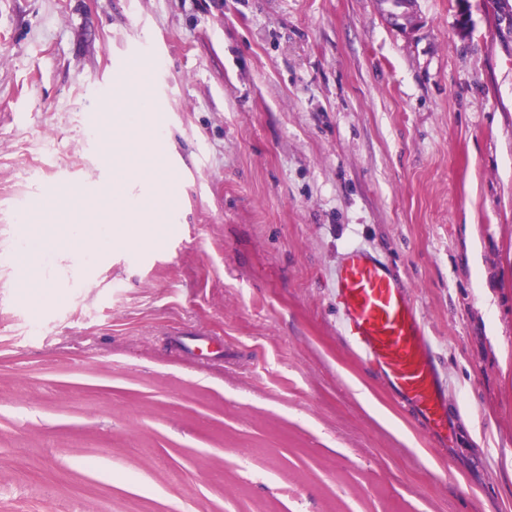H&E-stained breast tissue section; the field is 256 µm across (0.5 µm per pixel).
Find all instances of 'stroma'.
Returning a JSON list of instances; mask_svg holds the SVG:
<instances>
[{"mask_svg":"<svg viewBox=\"0 0 512 512\" xmlns=\"http://www.w3.org/2000/svg\"><path fill=\"white\" fill-rule=\"evenodd\" d=\"M458 2L0 0V512H512V53ZM149 44L165 210L42 245L43 189L111 182L104 95ZM351 246L408 286L447 438L338 335Z\"/></svg>","mask_w":512,"mask_h":512,"instance_id":"35a3bbf8","label":"stroma"}]
</instances>
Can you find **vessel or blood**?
Returning a JSON list of instances; mask_svg holds the SVG:
<instances>
[{"instance_id":"vessel-or-blood-1","label":"vessel or blood","mask_w":512,"mask_h":512,"mask_svg":"<svg viewBox=\"0 0 512 512\" xmlns=\"http://www.w3.org/2000/svg\"><path fill=\"white\" fill-rule=\"evenodd\" d=\"M340 334L356 357L380 372L433 432L448 431L443 377L404 286L388 265L360 247L346 250L336 270Z\"/></svg>"}]
</instances>
